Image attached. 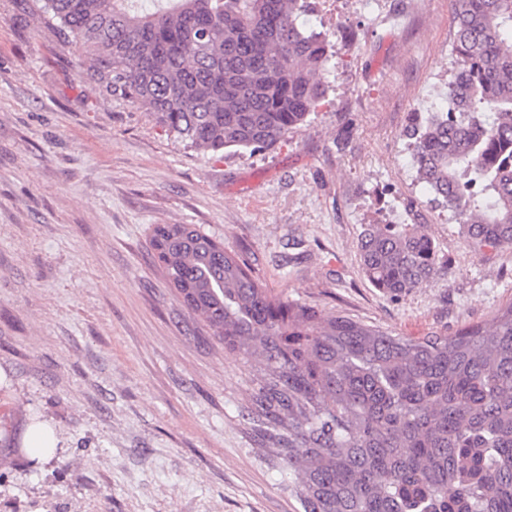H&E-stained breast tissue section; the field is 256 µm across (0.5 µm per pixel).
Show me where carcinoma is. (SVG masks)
Wrapping results in <instances>:
<instances>
[{
    "mask_svg": "<svg viewBox=\"0 0 512 512\" xmlns=\"http://www.w3.org/2000/svg\"><path fill=\"white\" fill-rule=\"evenodd\" d=\"M92 79L189 146L268 150L327 101L329 35L307 0H40ZM447 109L415 115L418 179L476 247H512V0H453ZM168 285L256 366L253 423L303 512H512V302L452 335L323 314L192 224H156ZM362 272L400 297L433 278L419 224H367Z\"/></svg>",
    "mask_w": 512,
    "mask_h": 512,
    "instance_id": "1",
    "label": "carcinoma"
}]
</instances>
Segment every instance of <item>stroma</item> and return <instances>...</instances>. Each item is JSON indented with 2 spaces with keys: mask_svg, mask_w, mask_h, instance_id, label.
Here are the masks:
<instances>
[{
  "mask_svg": "<svg viewBox=\"0 0 512 512\" xmlns=\"http://www.w3.org/2000/svg\"><path fill=\"white\" fill-rule=\"evenodd\" d=\"M0 0V512H303L247 409L254 370L157 270L156 224H193L299 303L402 336L512 301V248H473L417 179L406 130L446 105L452 0H313L327 106L274 148L213 155L91 80L89 59ZM366 224L440 251L398 298L362 275ZM51 422L43 462L22 436Z\"/></svg>",
  "mask_w": 512,
  "mask_h": 512,
  "instance_id": "35a3bbf8",
  "label": "stroma"
}]
</instances>
